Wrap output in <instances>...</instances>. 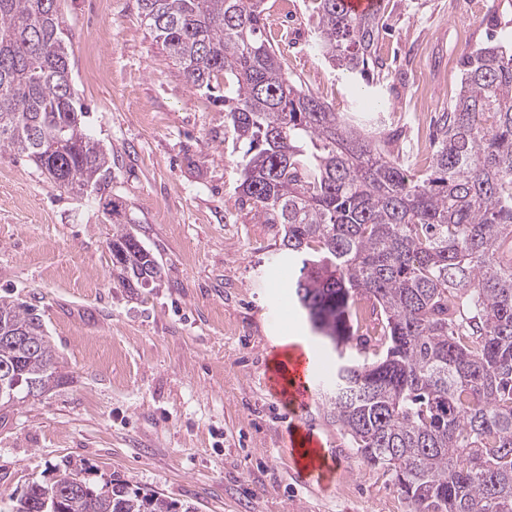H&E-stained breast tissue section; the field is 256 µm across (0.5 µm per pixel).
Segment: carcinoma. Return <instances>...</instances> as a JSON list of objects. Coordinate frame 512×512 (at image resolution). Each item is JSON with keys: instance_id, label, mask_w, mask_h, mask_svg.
<instances>
[{"instance_id": "1", "label": "carcinoma", "mask_w": 512, "mask_h": 512, "mask_svg": "<svg viewBox=\"0 0 512 512\" xmlns=\"http://www.w3.org/2000/svg\"><path fill=\"white\" fill-rule=\"evenodd\" d=\"M146 25L196 89L223 88L226 133L242 149L239 202L279 241L290 288L341 363L329 415L411 512H512V51L466 46L455 101L430 165L412 174L369 120L335 111L283 72L266 0H138ZM354 14L312 0L316 46L365 76L386 6ZM58 0H0V151L28 158L56 187H105L112 161L87 132L71 84ZM119 224L112 274L125 288L162 268ZM11 377L0 405L59 385L39 318L0 300ZM195 512L64 469L34 482L13 512Z\"/></svg>"}]
</instances>
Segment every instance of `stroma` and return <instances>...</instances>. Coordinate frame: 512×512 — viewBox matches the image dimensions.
<instances>
[{
	"label": "stroma",
	"instance_id": "stroma-1",
	"mask_svg": "<svg viewBox=\"0 0 512 512\" xmlns=\"http://www.w3.org/2000/svg\"><path fill=\"white\" fill-rule=\"evenodd\" d=\"M294 3L284 17L267 0V25L288 35L284 70L336 111H380L382 136L397 137L417 171L428 163L415 148L418 96L447 108L464 45L512 46V0H385L384 68L354 80L316 51L311 0ZM59 7L86 130L111 154L112 179L70 194L0 152V299L34 310L66 377L0 407V512L68 466L198 512H409L391 475L337 431L322 389L299 412L269 386L281 337H306L325 368L336 356L290 302L268 225L240 207L223 105L186 82L138 0ZM109 197L162 263L155 284L114 281ZM300 429L319 437L334 479L297 470L287 441Z\"/></svg>",
	"mask_w": 512,
	"mask_h": 512
}]
</instances>
